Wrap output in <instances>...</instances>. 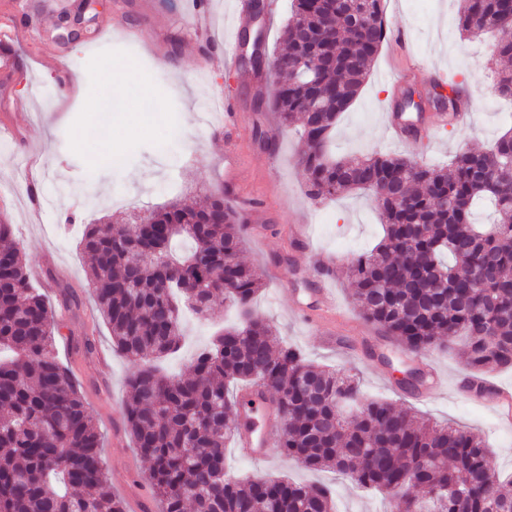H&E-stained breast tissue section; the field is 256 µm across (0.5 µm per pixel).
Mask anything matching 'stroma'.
Instances as JSON below:
<instances>
[{"instance_id": "35a3bbf8", "label": "stroma", "mask_w": 512, "mask_h": 512, "mask_svg": "<svg viewBox=\"0 0 512 512\" xmlns=\"http://www.w3.org/2000/svg\"><path fill=\"white\" fill-rule=\"evenodd\" d=\"M264 17L235 18L234 0H208L214 33L228 41L233 30L262 31L267 55L282 47L281 34L290 0H270ZM64 10L81 24L78 38H62L58 15L23 13L16 0H0V49L17 57L9 84H0V114L27 113L24 143L0 138V214L13 224L27 268L51 304L57 305L60 331L56 356L67 365L103 436L101 450L112 492L125 503L147 498L148 465L124 430L126 380L134 365L114 350L98 317L87 285L86 259L78 247L85 225L108 220L132 222L135 215L180 198L202 202L222 191L242 208L245 244L241 257L257 267L264 286L255 300L284 343L311 362L343 367L360 381L364 399H384L417 418L451 423L481 434L497 470L512 476V425L466 391L461 345L412 353L382 337L360 314L345 275L352 255L374 246L382 220L369 192L354 191L333 200H314L296 158L301 148L298 125L283 126L274 112L262 111L272 94L268 76L247 79L251 64L215 61L202 67L204 40L185 24L186 0L169 8L165 0H65ZM458 0H386L390 27L403 31L406 51L383 45L358 99L343 112L334 132L340 158L374 147L428 164L448 163L465 150L489 147L512 128V103L496 92L497 62L492 40L466 39L458 28ZM125 69L115 85L106 77L115 64ZM407 70L420 88L432 71L455 76L470 100L471 120L440 127L423 119L418 139L391 142L388 115L394 100L387 69ZM114 96L119 108L99 115L93 107ZM161 98L155 118L130 128L125 110L145 96ZM235 109L234 132L224 133L222 102ZM106 119L109 140L84 145L89 126ZM42 155V190L52 196L40 223L28 214L25 174L16 158L22 147ZM333 262L335 277L322 280L318 265ZM332 288L336 309L315 307L316 290ZM67 287L81 300L78 311L59 308V290ZM208 319L187 317L179 350L163 369L181 372L215 332L233 323L224 300ZM92 340L94 353L75 345ZM109 371H101L100 354ZM411 371L434 368L438 383L407 394L388 359ZM234 478L287 477L329 487L338 512H386L383 495L357 488L333 470L309 471L268 448L265 459L250 458L236 443L225 450Z\"/></svg>"}]
</instances>
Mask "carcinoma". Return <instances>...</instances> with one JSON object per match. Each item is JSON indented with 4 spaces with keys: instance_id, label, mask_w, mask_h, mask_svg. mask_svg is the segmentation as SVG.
I'll return each mask as SVG.
<instances>
[{
    "instance_id": "carcinoma-1",
    "label": "carcinoma",
    "mask_w": 512,
    "mask_h": 512,
    "mask_svg": "<svg viewBox=\"0 0 512 512\" xmlns=\"http://www.w3.org/2000/svg\"><path fill=\"white\" fill-rule=\"evenodd\" d=\"M460 3L461 33H494L493 55L512 63V34H502L512 28V0ZM387 33L384 0H293L273 60L271 107L282 124L301 122L298 164L310 198L375 194L384 236L347 267L363 316L407 351L463 337L472 373L512 368V130L446 165L378 152L332 157L336 121ZM305 56L321 65L297 68ZM496 90L512 97V69L498 71ZM479 202L493 208L488 226L476 221ZM152 216L145 229L89 224L80 246L113 346L136 363L125 428L149 464L160 512H333L324 485L227 476L225 445L240 426L228 386L238 383L275 394L282 454L388 493L390 512H512V479L498 476L478 435L421 423L384 400L362 403L351 379L276 348L273 324L253 310L261 274L239 259L240 220L224 195L203 206L173 202ZM176 293L203 317L222 297L240 322L186 371L167 375L158 362L178 350L183 327ZM57 331L55 309L33 286L12 224L0 216V350L13 353L0 359V512H125L101 434L55 355Z\"/></svg>"
}]
</instances>
